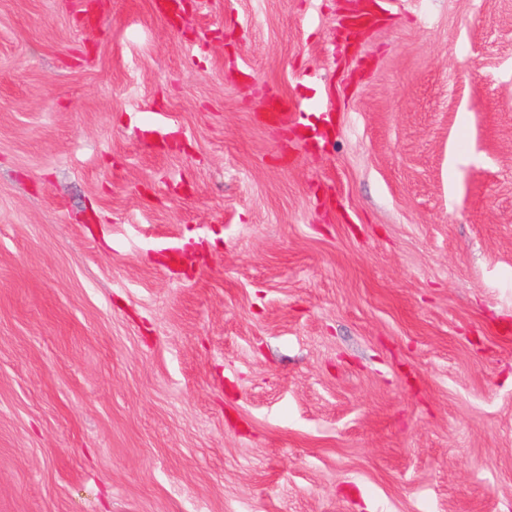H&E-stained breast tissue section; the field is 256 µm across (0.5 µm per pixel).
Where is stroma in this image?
Segmentation results:
<instances>
[{
  "label": "stroma",
  "instance_id": "stroma-1",
  "mask_svg": "<svg viewBox=\"0 0 512 512\" xmlns=\"http://www.w3.org/2000/svg\"><path fill=\"white\" fill-rule=\"evenodd\" d=\"M375 2L0 0V512H512V0Z\"/></svg>",
  "mask_w": 512,
  "mask_h": 512
}]
</instances>
